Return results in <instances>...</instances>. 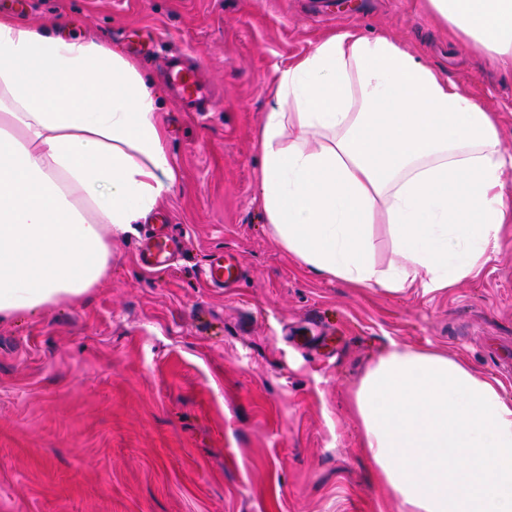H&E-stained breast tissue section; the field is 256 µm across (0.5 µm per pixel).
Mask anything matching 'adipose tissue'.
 <instances>
[{
  "mask_svg": "<svg viewBox=\"0 0 512 512\" xmlns=\"http://www.w3.org/2000/svg\"><path fill=\"white\" fill-rule=\"evenodd\" d=\"M512 67V0H427ZM256 131L269 232L353 288L428 295L478 276L512 223L497 113L402 42L329 34L276 70ZM159 102L106 44L0 16V320L78 301L180 181ZM393 259H373L374 225ZM361 449L400 512H512V398L439 349L391 347L360 379Z\"/></svg>",
  "mask_w": 512,
  "mask_h": 512,
  "instance_id": "adipose-tissue-1",
  "label": "adipose tissue"
}]
</instances>
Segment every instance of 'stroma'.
<instances>
[{
	"mask_svg": "<svg viewBox=\"0 0 512 512\" xmlns=\"http://www.w3.org/2000/svg\"><path fill=\"white\" fill-rule=\"evenodd\" d=\"M0 16L70 23L136 62L182 174L162 208L183 242L171 267L144 270L139 225L83 300L0 323V512H399L359 448L352 393L368 367L394 343L436 347L512 397V224L476 279L396 295L304 269L262 209L271 76L344 27L421 52L500 113L512 151V68L423 0H0ZM178 53L213 90L203 111L168 88ZM221 251L243 259L223 290L201 277Z\"/></svg>",
	"mask_w": 512,
	"mask_h": 512,
	"instance_id": "stroma-1",
	"label": "stroma"
}]
</instances>
